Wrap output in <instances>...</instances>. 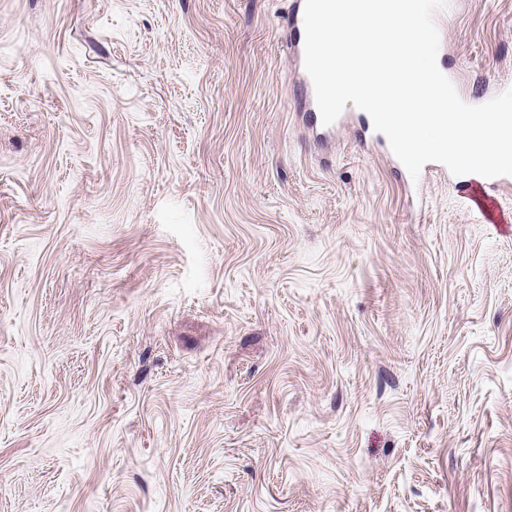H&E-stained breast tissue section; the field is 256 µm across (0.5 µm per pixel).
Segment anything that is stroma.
Masks as SVG:
<instances>
[{
    "instance_id": "35a3bbf8",
    "label": "stroma",
    "mask_w": 512,
    "mask_h": 512,
    "mask_svg": "<svg viewBox=\"0 0 512 512\" xmlns=\"http://www.w3.org/2000/svg\"><path fill=\"white\" fill-rule=\"evenodd\" d=\"M298 8L0 0V512H512V189L309 133Z\"/></svg>"
}]
</instances>
